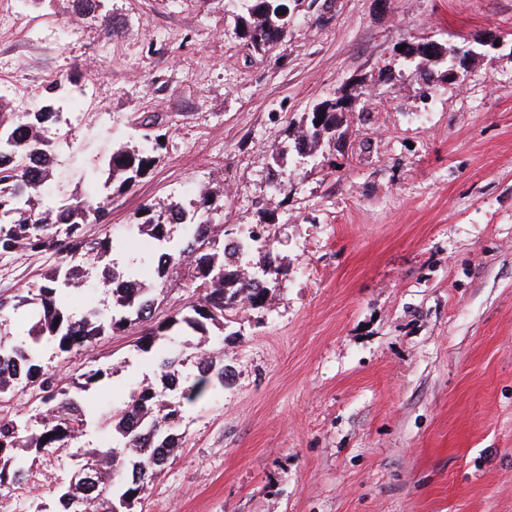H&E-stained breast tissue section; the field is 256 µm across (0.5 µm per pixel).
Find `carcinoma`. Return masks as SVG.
Masks as SVG:
<instances>
[{
  "mask_svg": "<svg viewBox=\"0 0 512 512\" xmlns=\"http://www.w3.org/2000/svg\"><path fill=\"white\" fill-rule=\"evenodd\" d=\"M72 14L99 17L101 0H68ZM238 15L243 39L256 52H263L278 40L288 27L285 0H238ZM468 52L428 44L407 45L406 58L420 57L428 62L454 60ZM345 107L328 99L313 109L306 125L292 131L295 150L305 156L322 146L336 144V132L342 124ZM59 113L47 104L30 112L0 111V257L22 251H51L60 263L47 272L33 297L22 296L18 303L0 299V313L9 306L29 305L30 323L18 343L0 341V398L10 399L25 388L38 390L47 407L40 426L19 414L0 418V507L7 481L25 480L30 466L25 453L53 454L71 448L84 435L90 417L72 389L88 390L102 380L106 371L91 369L70 379L41 363V351L52 348L63 359L107 332L125 331L140 325L135 347L142 353L156 351L159 340L174 327L208 335V327L224 329V319L248 306L263 308L268 303V272L244 273L236 265V256L260 244V234L248 232L229 244L221 241L223 229L210 219L197 218L194 201L174 200L161 209L146 205L138 212L137 233L153 238L154 273L164 281L170 271L187 268L189 280L199 290L196 300L185 309L154 321L157 298L143 278L147 271L130 267L122 272L109 268L102 283L112 284L115 313L104 316L89 306L80 316L70 310L73 290L84 286L81 261H102L112 252L109 236L90 239L85 225L97 223L104 213L101 203L68 200L55 208H42L38 202L41 187L52 175L53 160L43 131ZM157 142L138 149L122 146L112 151L108 166L112 178L125 189L145 176L154 165ZM186 225L183 238L173 241L171 227ZM159 366L170 388L179 390L176 400H164L153 386L135 387L127 404L117 413L100 419L102 425H115L118 437L107 446L83 448V467L71 477L57 496L55 512H131L142 498L152 476L178 447L176 429L184 417L185 405L205 398L212 388L224 386L229 368L224 358L207 350L194 356V374L182 381L179 361L160 357Z\"/></svg>",
  "mask_w": 512,
  "mask_h": 512,
  "instance_id": "cac0c4a2",
  "label": "carcinoma"
}]
</instances>
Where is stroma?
<instances>
[{
	"label": "stroma",
	"instance_id": "35a3bbf8",
	"mask_svg": "<svg viewBox=\"0 0 512 512\" xmlns=\"http://www.w3.org/2000/svg\"><path fill=\"white\" fill-rule=\"evenodd\" d=\"M288 7L261 53L228 0H103V23L72 19L67 0L0 8V102L59 112L44 197L105 200L86 233L113 238L110 265H148L153 242L129 226L170 197L220 191L226 233L271 231L238 259L278 268L268 304L161 342L179 360L208 342L231 375L186 410L134 512H512V0ZM405 41L467 50L461 79L435 63L423 94ZM356 85L342 150L301 157L289 130ZM146 132L164 137L155 166L106 186L113 149ZM58 262L0 258V298ZM136 336L99 337L73 363L105 369L82 394L100 413L139 383L167 388ZM76 465L34 457L49 488L15 485L8 512H54Z\"/></svg>",
	"mask_w": 512,
	"mask_h": 512
}]
</instances>
